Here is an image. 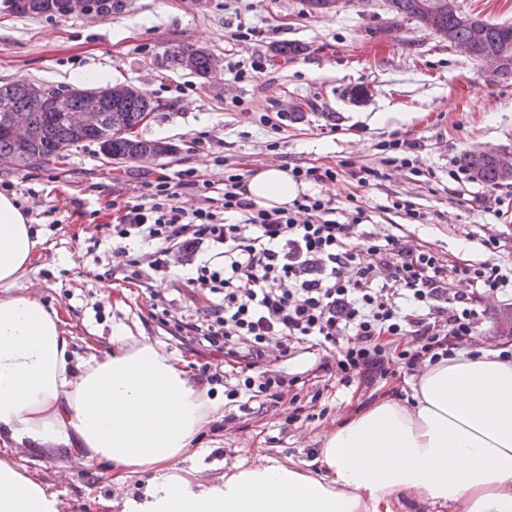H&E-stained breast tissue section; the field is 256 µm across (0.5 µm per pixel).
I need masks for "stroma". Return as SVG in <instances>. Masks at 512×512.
<instances>
[{"instance_id": "1", "label": "stroma", "mask_w": 512, "mask_h": 512, "mask_svg": "<svg viewBox=\"0 0 512 512\" xmlns=\"http://www.w3.org/2000/svg\"><path fill=\"white\" fill-rule=\"evenodd\" d=\"M241 23L256 27V36L238 40ZM283 42L301 45L302 53L274 56L273 45ZM187 46L212 53L217 68L210 77L171 67V50ZM233 64L246 68L245 80L235 79ZM91 74L149 87L157 109L139 134L173 150L154 160L109 162L98 144L86 142L54 166H0V189L10 188L44 240L22 285L61 311L75 358L111 347L120 329L185 362L196 382L203 364L214 360L204 346L182 345L166 333L144 289L120 280L124 258L112 243V204L138 195L160 172L192 168L220 184L226 160L262 167L344 159L370 165L378 144L396 132L422 143L419 159L435 177L418 182L392 168L376 185L359 189L374 231L427 245L453 261L512 272V182L448 179L449 165L466 152L512 153V79L492 77L416 22L387 13L384 0H347L329 13L309 10L305 0H254L250 9L243 0H124L102 17L0 12V83L64 89ZM398 198L412 201L427 223L411 224L387 210ZM491 235L499 239L494 250L483 244ZM75 252L81 255L76 266L69 262ZM483 308L466 350H512V334L501 323L512 309V290L486 298ZM322 357L301 353L283 364L301 377L295 388L300 416L285 397L241 412L227 400L223 381H204L210 394L225 399L199 434L196 462L204 479L217 480L262 456L313 470L325 437L340 422L411 393L410 375L343 386L320 370ZM14 459L57 493L62 512H107L106 500L141 497L149 479L143 473L115 485L111 469L87 462L75 448L40 454L20 448Z\"/></svg>"}]
</instances>
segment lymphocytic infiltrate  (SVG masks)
Masks as SVG:
<instances>
[{"instance_id": "obj_1", "label": "lymphocytic infiltrate", "mask_w": 512, "mask_h": 512, "mask_svg": "<svg viewBox=\"0 0 512 512\" xmlns=\"http://www.w3.org/2000/svg\"><path fill=\"white\" fill-rule=\"evenodd\" d=\"M401 139L383 144L378 165L342 160L340 167L294 166L296 184L336 181L339 169L367 187L388 168L434 178ZM371 217L356 195L344 206L323 193H300L292 204L266 209L248 196L244 174L228 171L223 188L194 170L158 175L140 195L121 202L112 226L116 244L138 237L157 249L149 264L129 256L125 282L154 289L172 257L212 249L209 260L186 278L197 301L193 319L175 320L177 336H195L224 355L242 378L240 410L275 398L287 378L267 368L270 348L288 357L296 346L320 348L322 369L350 385L414 374L454 356L473 336L483 297L512 287V276L494 264L450 262L423 244L370 231ZM365 227L364 245L353 244ZM460 290L449 292L450 280Z\"/></svg>"}]
</instances>
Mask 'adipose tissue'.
<instances>
[{
    "label": "adipose tissue",
    "mask_w": 512,
    "mask_h": 512,
    "mask_svg": "<svg viewBox=\"0 0 512 512\" xmlns=\"http://www.w3.org/2000/svg\"><path fill=\"white\" fill-rule=\"evenodd\" d=\"M271 208L300 191L287 169L247 183ZM43 239L14 196L0 193V512H61L12 449L85 450L117 481L154 472L143 502L121 512H396L402 495L451 512H512V357L459 352L428 367L410 402L389 398L337 426L317 473L270 458L216 482L184 468L218 399L148 339L115 334L76 362L59 312L23 292Z\"/></svg>",
    "instance_id": "1"
}]
</instances>
